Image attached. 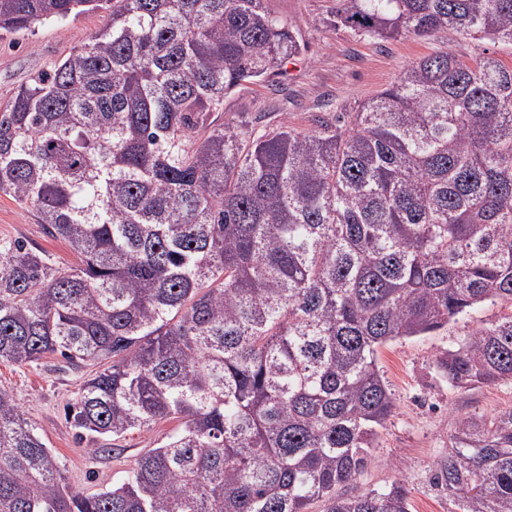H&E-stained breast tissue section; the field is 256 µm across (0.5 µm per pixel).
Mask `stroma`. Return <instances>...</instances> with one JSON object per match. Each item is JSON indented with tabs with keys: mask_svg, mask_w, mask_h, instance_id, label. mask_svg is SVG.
I'll use <instances>...</instances> for the list:
<instances>
[{
	"mask_svg": "<svg viewBox=\"0 0 512 512\" xmlns=\"http://www.w3.org/2000/svg\"><path fill=\"white\" fill-rule=\"evenodd\" d=\"M265 5L296 21L305 49L281 74L244 84L225 97L218 113L221 121L271 128L286 122L308 131L316 120L331 121L337 113L357 111L418 59L445 50L468 62L492 55L512 66V47L453 31L389 40L357 35L337 24L336 0H265ZM107 21V13L99 11L48 23L32 32L0 35V107L72 47L89 41ZM0 239L21 240L44 251L55 268L65 269L77 261L63 240L47 235L31 209L5 195H0ZM510 312L512 304L488 301L440 330L400 338L380 348L378 366L397 407L380 429L365 471L346 486V493L359 494L401 481L410 491L411 512H455L447 492L433 483L436 465L448 452L454 421L512 408V382L455 388L437 374L434 361L451 343ZM80 383L79 374L63 369L53 356L34 367L0 362V388L13 391L26 416L43 434L59 458L66 484L91 494L121 480L140 455L166 440L174 424L162 422L150 431L127 435L109 453L85 452L63 412Z\"/></svg>",
	"mask_w": 512,
	"mask_h": 512,
	"instance_id": "stroma-1",
	"label": "stroma"
}]
</instances>
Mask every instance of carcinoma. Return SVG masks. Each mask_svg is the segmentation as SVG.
Returning a JSON list of instances; mask_svg holds the SVG:
<instances>
[{
    "mask_svg": "<svg viewBox=\"0 0 512 512\" xmlns=\"http://www.w3.org/2000/svg\"><path fill=\"white\" fill-rule=\"evenodd\" d=\"M109 22L0 110V194L79 263L0 241V362L89 371L64 407L105 453L177 427L123 480L74 492L0 388V512H409L339 492L396 407L378 349L512 304V67L425 56L358 111L300 131L214 117L301 50L264 0H0V31ZM366 37L448 29L512 45V0H339ZM512 381V314L435 360ZM435 484L512 512V408L457 419Z\"/></svg>",
    "mask_w": 512,
    "mask_h": 512,
    "instance_id": "carcinoma-1",
    "label": "carcinoma"
}]
</instances>
